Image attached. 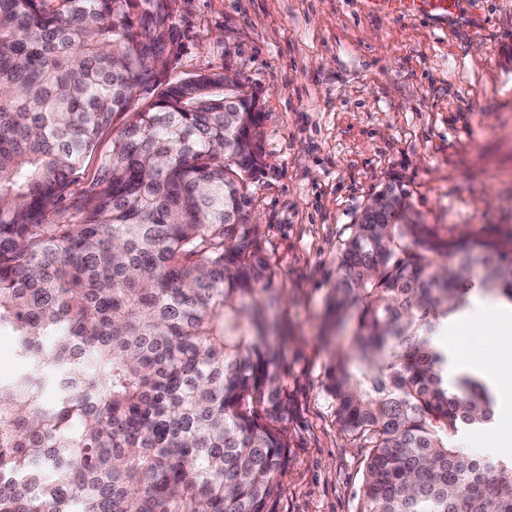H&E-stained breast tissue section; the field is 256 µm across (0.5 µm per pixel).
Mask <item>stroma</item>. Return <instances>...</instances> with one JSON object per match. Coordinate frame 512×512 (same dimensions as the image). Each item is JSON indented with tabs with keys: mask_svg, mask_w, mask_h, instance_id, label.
Returning a JSON list of instances; mask_svg holds the SVG:
<instances>
[{
	"mask_svg": "<svg viewBox=\"0 0 512 512\" xmlns=\"http://www.w3.org/2000/svg\"><path fill=\"white\" fill-rule=\"evenodd\" d=\"M183 44L169 79L237 76L258 95L263 168L250 214L275 276L270 310L289 413L288 467L267 512H359L368 449L340 431L325 391L336 351L354 337L321 332L344 239L383 187L408 194L440 232L487 231L512 250V0H458L448 19L387 14L368 0H172ZM479 316L448 373L501 344ZM497 417L461 432L483 460L512 432V374L496 376Z\"/></svg>",
	"mask_w": 512,
	"mask_h": 512,
	"instance_id": "stroma-1",
	"label": "stroma"
}]
</instances>
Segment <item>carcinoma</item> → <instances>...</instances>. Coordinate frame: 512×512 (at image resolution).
<instances>
[{"mask_svg":"<svg viewBox=\"0 0 512 512\" xmlns=\"http://www.w3.org/2000/svg\"><path fill=\"white\" fill-rule=\"evenodd\" d=\"M167 0H0V512H266L288 464L274 277L245 218L260 112L224 72L132 112L71 214L58 208L113 117L179 53ZM343 241L329 313L358 361L327 371L341 431L370 444L360 512H512V458L458 447L490 423L436 337L512 258L416 217L390 183ZM482 267L467 279L457 259ZM26 370L24 362L18 357L17 346L13 336L0 335V377L10 379L18 377Z\"/></svg>","mask_w":512,"mask_h":512,"instance_id":"cac0c4a2","label":"carcinoma"}]
</instances>
